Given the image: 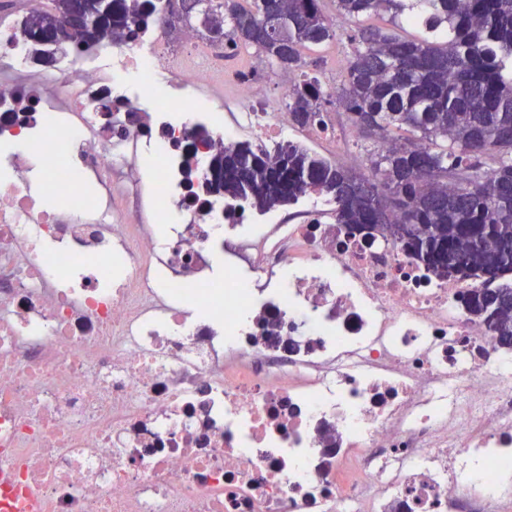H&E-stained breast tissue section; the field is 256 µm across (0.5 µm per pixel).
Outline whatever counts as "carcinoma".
<instances>
[{"instance_id": "obj_1", "label": "carcinoma", "mask_w": 512, "mask_h": 512, "mask_svg": "<svg viewBox=\"0 0 512 512\" xmlns=\"http://www.w3.org/2000/svg\"><path fill=\"white\" fill-rule=\"evenodd\" d=\"M320 0H52L31 9L16 35L42 60L38 44L59 54L123 45L171 15L237 52L295 72L302 52L335 36ZM355 22L338 101L356 129L383 136L368 151L370 174L294 141L272 149L249 142L213 154L206 183L213 198H235L266 213L315 194L352 231L377 225L439 280L471 281L467 305L488 335L512 349V0H336ZM409 21L428 37H402ZM384 10L393 28L362 24ZM223 25L216 35L214 21ZM324 93L288 97L292 123L321 119ZM409 133L406 138L390 135ZM491 154L495 167L482 156Z\"/></svg>"}]
</instances>
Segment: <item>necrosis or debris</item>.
<instances>
[{"label":"necrosis or debris","instance_id":"4bbe7bcc","mask_svg":"<svg viewBox=\"0 0 512 512\" xmlns=\"http://www.w3.org/2000/svg\"><path fill=\"white\" fill-rule=\"evenodd\" d=\"M199 41L141 36L118 71L75 55L49 84L0 27V137L41 131L0 164V497L29 512H512V351L466 307L469 282L314 198L261 229L240 200L187 207L207 174L199 154L185 175L198 130L212 148L265 146L291 125L252 67L217 120L214 64L176 62ZM29 153L63 210L32 192ZM119 154L134 173L117 191ZM91 178L103 194L84 193Z\"/></svg>","mask_w":512,"mask_h":512}]
</instances>
